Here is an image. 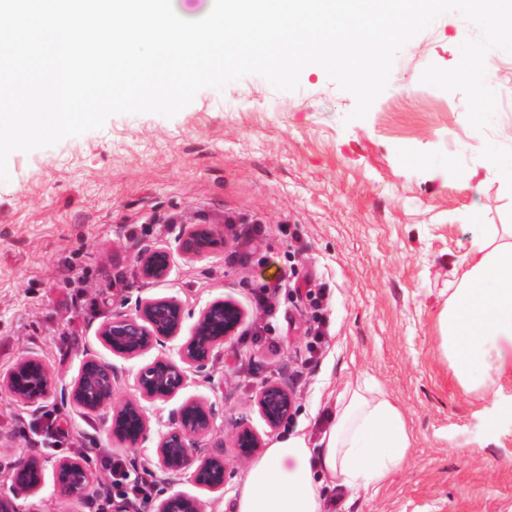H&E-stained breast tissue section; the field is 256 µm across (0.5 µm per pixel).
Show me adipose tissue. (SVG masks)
<instances>
[{"instance_id": "1", "label": "adipose tissue", "mask_w": 512, "mask_h": 512, "mask_svg": "<svg viewBox=\"0 0 512 512\" xmlns=\"http://www.w3.org/2000/svg\"><path fill=\"white\" fill-rule=\"evenodd\" d=\"M465 269L439 313L443 348L460 381L504 363L512 342V225L472 227ZM411 436L402 411L365 387L340 397L317 446L299 436L274 441L253 464L235 512H323L324 481L345 490L376 485L406 461Z\"/></svg>"}]
</instances>
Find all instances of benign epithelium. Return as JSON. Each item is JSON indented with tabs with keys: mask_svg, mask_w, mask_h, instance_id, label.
I'll list each match as a JSON object with an SVG mask.
<instances>
[{
	"mask_svg": "<svg viewBox=\"0 0 512 512\" xmlns=\"http://www.w3.org/2000/svg\"><path fill=\"white\" fill-rule=\"evenodd\" d=\"M214 244L212 235L206 230L193 231L185 241V250L197 251ZM143 271L152 277H163L171 271V256L169 252L159 249L154 251L146 260ZM224 312V327L216 332L219 340L224 341L238 329L242 320V311L238 306L227 301L211 304L202 314L195 328L194 335L205 336L211 329L215 313ZM182 324V308L174 299H156L146 302L140 314L134 318H115L105 326L102 335L112 337V350L119 354L138 352L164 339L177 336ZM216 343H186L179 348V361L169 358H159L152 368L143 369L138 376V386L141 392L149 398H166L175 395L186 386L187 375L185 365L204 360L215 348ZM84 373L96 375L105 386V393L112 401L119 399L112 382V369H100V363L90 360L85 364ZM0 383L6 385L18 398L35 401L48 391L49 379L43 378V366L36 359L28 358L7 375L0 376ZM258 404L261 413L268 424L277 426L291 409L292 401L288 393L280 386L265 383L259 391ZM211 417L206 411H201L199 424L192 427L185 420L184 414L177 417L176 426L165 435L158 448L160 464L165 468L176 470L186 468L191 460L193 451L192 436L208 430ZM233 439L238 448L237 459L240 462L249 460L257 448V435L249 428L238 429ZM56 475H64L60 487L70 495L80 496L88 488V482L78 471L72 470L68 464H62L55 470ZM226 465L218 458L208 459L199 464L192 473V481L199 487L218 492L224 489ZM159 512H201L198 500L183 493H173L163 499Z\"/></svg>",
	"mask_w": 512,
	"mask_h": 512,
	"instance_id": "1",
	"label": "benign epithelium"
}]
</instances>
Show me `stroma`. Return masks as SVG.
Here are the masks:
<instances>
[{
	"instance_id": "35a3bbf8",
	"label": "stroma",
	"mask_w": 512,
	"mask_h": 512,
	"mask_svg": "<svg viewBox=\"0 0 512 512\" xmlns=\"http://www.w3.org/2000/svg\"><path fill=\"white\" fill-rule=\"evenodd\" d=\"M478 35L458 12L438 17L398 53L386 90L362 120L349 118L354 96L310 65L292 92L251 74L200 90L171 118L118 114L54 146L13 152L9 178L0 181V374L35 357L50 387L35 402L0 387V502L12 512H92L91 493H61L56 466L99 448L123 455L138 476L144 463H156L182 406L194 402L213 428L196 437L193 460L223 457L224 490L199 488L191 469L171 470L153 501L181 491L203 512H234L250 471L230 440L239 425L265 448L286 436L314 445L338 398L364 385L400 408L412 448L382 484L338 494L336 512H512V348L502 368L463 386L438 322L471 225H512V181L486 163L492 153L512 157V54L490 51L497 110L480 131L462 93L420 80L428 65H457L460 44ZM236 222L256 228L245 258ZM197 229L210 231L217 246L184 251ZM160 248L171 255V271L147 277L143 261ZM72 258L87 278L68 286L63 269ZM278 277L287 286L267 318L270 331L253 340L251 291ZM308 286L326 297L325 336L314 351ZM156 298L182 306L178 335L132 355L113 353L103 325L138 315ZM217 300L242 310L235 335L191 364L183 390L146 400L138 373L177 358ZM307 358L306 376L286 381L284 368ZM89 359L111 367L120 395L143 407L147 431L137 444L113 435L112 404L76 403ZM268 381L292 398L275 427L257 404ZM47 411L63 415L69 437L33 447ZM33 460L42 464L40 486L15 493L17 471Z\"/></svg>"
}]
</instances>
